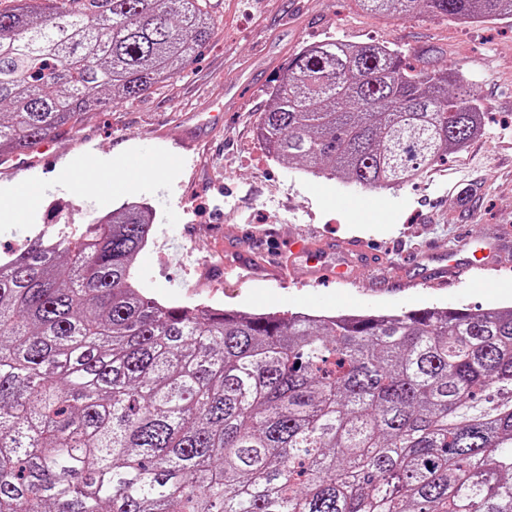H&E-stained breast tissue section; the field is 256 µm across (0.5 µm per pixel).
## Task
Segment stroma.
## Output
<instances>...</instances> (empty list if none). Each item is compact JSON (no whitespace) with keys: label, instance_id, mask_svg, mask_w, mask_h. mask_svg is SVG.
Listing matches in <instances>:
<instances>
[{"label":"stroma","instance_id":"1","mask_svg":"<svg viewBox=\"0 0 512 512\" xmlns=\"http://www.w3.org/2000/svg\"><path fill=\"white\" fill-rule=\"evenodd\" d=\"M213 3L216 33L183 73L136 101L91 107L77 135L24 154L25 170L0 166V199L29 203L22 218L0 213V253L27 236H73L140 201L157 219L135 275L163 303L324 314L512 306V244L501 243L512 227V18L380 17L354 0ZM330 36L395 44L415 64L464 72L485 112L479 134L385 191L272 159L256 133L269 93L296 53ZM464 235L489 268L442 273ZM301 237L322 264L346 265L347 282L316 284L306 256L288 249ZM243 252L261 261L244 280L224 271ZM281 263L294 267L291 280L271 278Z\"/></svg>","mask_w":512,"mask_h":512}]
</instances>
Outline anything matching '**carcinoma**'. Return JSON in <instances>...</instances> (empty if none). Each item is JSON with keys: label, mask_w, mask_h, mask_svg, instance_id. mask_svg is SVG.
<instances>
[{"label": "carcinoma", "mask_w": 512, "mask_h": 512, "mask_svg": "<svg viewBox=\"0 0 512 512\" xmlns=\"http://www.w3.org/2000/svg\"><path fill=\"white\" fill-rule=\"evenodd\" d=\"M483 23L512 0H355ZM210 0L0 11V156L76 134L214 35ZM465 75L339 38L289 61L257 124L313 178L406 184L478 132ZM156 210L0 258V512H512V306L241 313L133 277Z\"/></svg>", "instance_id": "1"}]
</instances>
